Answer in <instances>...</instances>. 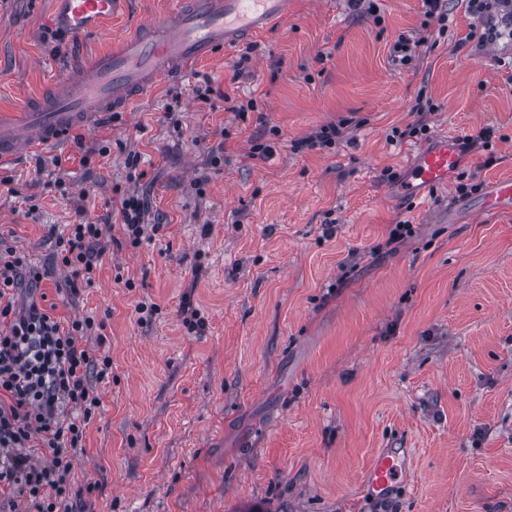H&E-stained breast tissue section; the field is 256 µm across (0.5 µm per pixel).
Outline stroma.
Segmentation results:
<instances>
[{
    "instance_id": "stroma-1",
    "label": "stroma",
    "mask_w": 512,
    "mask_h": 512,
    "mask_svg": "<svg viewBox=\"0 0 512 512\" xmlns=\"http://www.w3.org/2000/svg\"><path fill=\"white\" fill-rule=\"evenodd\" d=\"M176 2L118 0L106 30L75 36L53 0H0V111ZM378 4L376 21L345 0H289L248 37V63L236 46L175 81L180 107L164 86L0 165L14 189L0 231L44 272L38 302L106 324L112 382L74 468L100 485L88 512H512V209L456 190L463 175L512 177V42L476 50L480 19L448 0L447 32L400 68L390 48L419 28L422 2ZM203 73L225 100L195 98ZM422 97L436 106L428 136L389 142ZM248 99L256 111H230ZM331 122L344 125L335 146L293 149ZM273 126V155L246 159ZM445 132L473 139L447 184L423 204L396 197L412 152ZM131 192L148 194L161 229L112 248L70 295L49 225L100 221ZM400 220L413 236L377 251ZM187 304L202 334L188 333ZM385 450L399 480L375 500L365 472Z\"/></svg>"
}]
</instances>
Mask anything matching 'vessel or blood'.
<instances>
[{
    "label": "vessel or blood",
    "mask_w": 512,
    "mask_h": 512,
    "mask_svg": "<svg viewBox=\"0 0 512 512\" xmlns=\"http://www.w3.org/2000/svg\"><path fill=\"white\" fill-rule=\"evenodd\" d=\"M54 8L76 35L103 29L112 18V0H54ZM287 10L288 0H181L158 21L135 27L112 50L79 61L40 103L1 112L0 162L25 150L59 146L74 128L94 129L161 81L186 76L225 46L265 31ZM461 159L457 135H440L416 153L396 195L424 199L447 183ZM504 204L512 207L508 177L490 181L484 200L489 210ZM396 473L394 452H380L368 470V490L385 496Z\"/></svg>",
    "instance_id": "b4317fda"
}]
</instances>
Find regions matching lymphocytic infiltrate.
I'll list each match as a JSON object with an SVG mask.
<instances>
[{"label": "lymphocytic infiltrate", "instance_id": "lymphocytic-infiltrate-1", "mask_svg": "<svg viewBox=\"0 0 512 512\" xmlns=\"http://www.w3.org/2000/svg\"><path fill=\"white\" fill-rule=\"evenodd\" d=\"M486 47L512 37V0H468ZM146 195L120 198L123 234L140 245ZM111 216L67 225L55 237V262L70 285L93 282L114 237ZM44 274L16 247H0V512H85L97 483L75 486L73 461L102 406L112 359L88 343L104 330L94 316L64 321L35 293Z\"/></svg>", "mask_w": 512, "mask_h": 512}]
</instances>
